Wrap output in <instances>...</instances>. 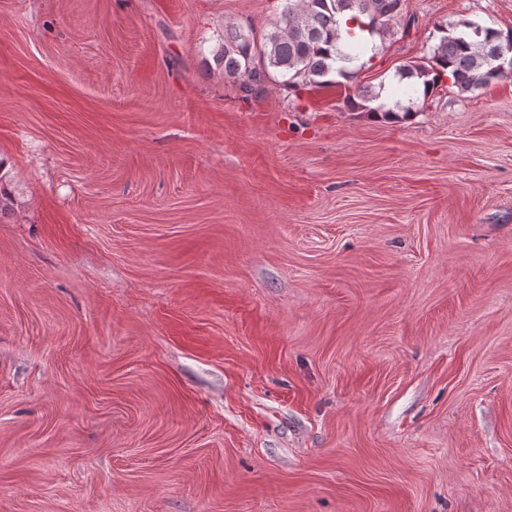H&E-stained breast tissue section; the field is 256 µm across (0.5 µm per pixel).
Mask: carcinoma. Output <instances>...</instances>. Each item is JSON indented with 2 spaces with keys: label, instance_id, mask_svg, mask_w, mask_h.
Here are the masks:
<instances>
[{
  "label": "carcinoma",
  "instance_id": "1",
  "mask_svg": "<svg viewBox=\"0 0 512 512\" xmlns=\"http://www.w3.org/2000/svg\"><path fill=\"white\" fill-rule=\"evenodd\" d=\"M403 10V0H283L278 19L261 38L251 28L224 26V42L214 59L227 77L239 78L246 91H262L277 82L300 93L334 83L332 73L341 76L355 70L366 41L342 40L338 16L352 13V20L369 38L385 39L396 33L407 35L408 26L395 30ZM471 21L461 19L448 26H439V41L430 56L418 63L403 64L396 69L397 98L390 103L373 105L381 92L359 87L346 96L352 110L382 114L386 119H402L418 105L415 83L422 81L423 97L443 81L449 71L453 86L463 93H472L493 82L512 75V35L483 26L481 32H470ZM19 205L15 195L0 174V218Z\"/></svg>",
  "mask_w": 512,
  "mask_h": 512
}]
</instances>
